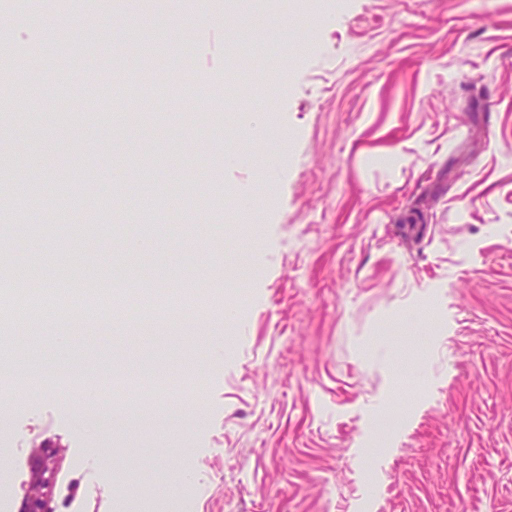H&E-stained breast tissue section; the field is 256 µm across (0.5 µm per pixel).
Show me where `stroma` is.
<instances>
[{"label": "stroma", "instance_id": "1", "mask_svg": "<svg viewBox=\"0 0 512 512\" xmlns=\"http://www.w3.org/2000/svg\"><path fill=\"white\" fill-rule=\"evenodd\" d=\"M22 2L8 53L79 42L138 90L101 112L78 63L61 81L50 56L40 99L0 93L46 217L90 180L114 205L97 220L110 238L53 227L16 262L50 291L66 266L111 279V314L15 347L61 369L151 362L188 382L168 401L194 418L87 436L68 401L15 406L16 430H48L58 450L55 512H512V0H292L286 50L240 47L229 110L211 91L219 34L239 25L223 0ZM62 11L151 23L90 39L58 33ZM256 101L268 130L242 136ZM160 272L213 301L163 339L127 313ZM39 447L17 442L0 465L17 482L6 512Z\"/></svg>", "mask_w": 512, "mask_h": 512}]
</instances>
